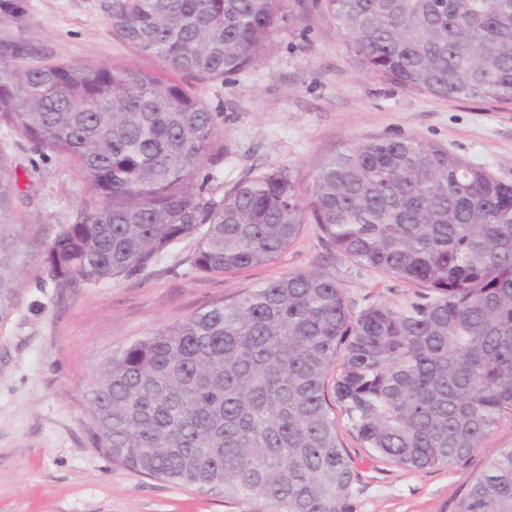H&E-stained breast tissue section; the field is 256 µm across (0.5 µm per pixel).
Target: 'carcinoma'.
<instances>
[{
  "instance_id": "1",
  "label": "carcinoma",
  "mask_w": 512,
  "mask_h": 512,
  "mask_svg": "<svg viewBox=\"0 0 512 512\" xmlns=\"http://www.w3.org/2000/svg\"><path fill=\"white\" fill-rule=\"evenodd\" d=\"M112 32L175 73L254 66L285 0H103ZM363 71L454 102L512 103V0H323ZM28 0H0V323L29 266L12 139L66 157L91 197L37 250L57 288L140 271L199 236L192 267L274 263L315 224L330 252L418 282L408 307L354 310L322 268L213 301L113 350L86 390L90 445L149 478L267 512H353L362 473L343 446L412 470L447 466L512 415V184L412 136L360 138L301 192L270 167L220 197L217 114L174 80L127 64H28ZM456 512H512V448Z\"/></svg>"
}]
</instances>
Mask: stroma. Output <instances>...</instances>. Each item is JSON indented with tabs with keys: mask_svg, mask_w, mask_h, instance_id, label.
Returning <instances> with one entry per match:
<instances>
[{
	"mask_svg": "<svg viewBox=\"0 0 512 512\" xmlns=\"http://www.w3.org/2000/svg\"><path fill=\"white\" fill-rule=\"evenodd\" d=\"M287 11L274 48L252 68L194 84L224 130V162L208 184L213 193L269 167L288 168L305 189L317 164L348 142L397 135L434 143L512 183V104L448 102L380 81L358 70L335 24L312 0H287ZM29 21L35 62L167 71L162 58L113 35L102 0H29ZM11 158L32 182L18 221L30 242L49 241L74 222L85 184L67 159L41 156L27 144L14 147ZM195 249V240H183L144 270L81 288L39 283L37 267L29 266L19 307L0 324V512H266L255 499L148 478L92 448L85 392L97 364L205 303L232 300L298 269L323 267L359 309L405 307L427 294L418 284L328 255L313 224L277 262L233 274L194 270ZM341 440L364 476L354 512H456L487 463L512 448V416L471 455L424 471L374 460L349 434Z\"/></svg>",
	"mask_w": 512,
	"mask_h": 512,
	"instance_id": "1",
	"label": "stroma"
}]
</instances>
